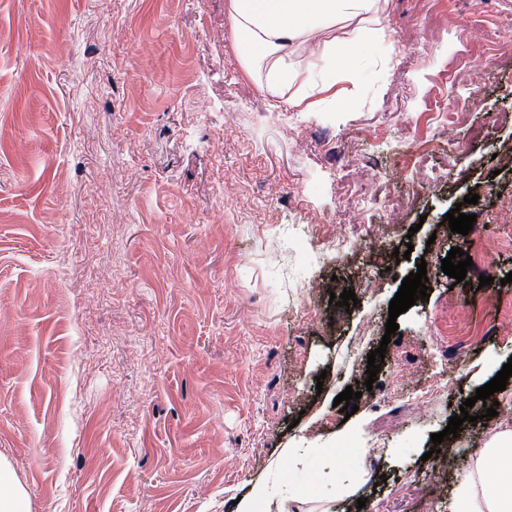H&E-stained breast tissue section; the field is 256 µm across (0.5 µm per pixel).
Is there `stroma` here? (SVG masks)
Wrapping results in <instances>:
<instances>
[{
    "label": "stroma",
    "mask_w": 512,
    "mask_h": 512,
    "mask_svg": "<svg viewBox=\"0 0 512 512\" xmlns=\"http://www.w3.org/2000/svg\"><path fill=\"white\" fill-rule=\"evenodd\" d=\"M225 2L0 0V456L30 512H233L259 479L268 512H420L435 488L429 512H448L512 430L484 416L512 406V378L463 406L512 359V223L491 221L512 199V0H388L380 37L313 35L299 71L333 37L343 57L308 112L288 102L301 83L274 99L245 75ZM340 236L364 244L341 255ZM488 243L492 265L442 271ZM421 262L430 297L386 334ZM334 278L357 298L343 314Z\"/></svg>",
    "instance_id": "stroma-1"
}]
</instances>
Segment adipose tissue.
I'll return each mask as SVG.
<instances>
[{
	"label": "adipose tissue",
	"instance_id": "1",
	"mask_svg": "<svg viewBox=\"0 0 512 512\" xmlns=\"http://www.w3.org/2000/svg\"><path fill=\"white\" fill-rule=\"evenodd\" d=\"M380 5L381 0H227L233 37L243 49L245 74L274 98L283 96L291 83L302 81V95L292 100L296 107L334 85L339 52L335 42L325 43L318 69L302 75L288 56L289 46L339 24L359 29ZM479 455L493 461L497 478H489L480 467L468 472L456 488L449 512H512V434H499Z\"/></svg>",
	"mask_w": 512,
	"mask_h": 512
}]
</instances>
